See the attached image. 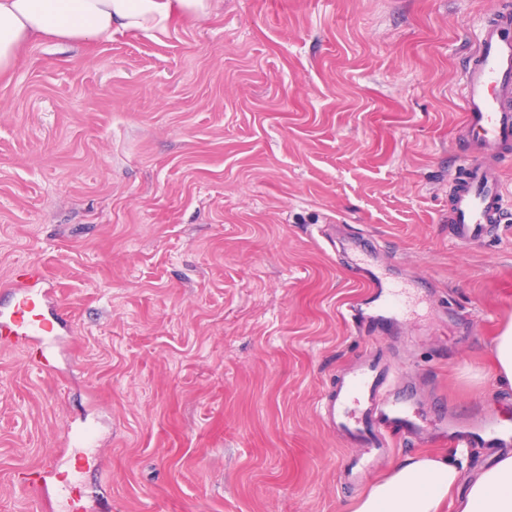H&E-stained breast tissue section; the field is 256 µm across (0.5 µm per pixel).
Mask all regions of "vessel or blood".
<instances>
[{
  "instance_id": "obj_1",
  "label": "vessel or blood",
  "mask_w": 512,
  "mask_h": 512,
  "mask_svg": "<svg viewBox=\"0 0 512 512\" xmlns=\"http://www.w3.org/2000/svg\"><path fill=\"white\" fill-rule=\"evenodd\" d=\"M512 99V16L503 14L483 26L464 71L465 147L475 154V162L453 173L451 187L452 235L464 246L483 237L493 225L512 216V199L507 198L498 170L492 161L501 150L512 146V111L505 103ZM364 287L374 288V318L385 323L406 311L404 290L395 284L375 287L365 278ZM12 302L0 308V337L15 347L30 341H45L54 326L41 311L43 291L34 282H11ZM390 371L381 359L363 361L343 374L329 396L323 419L328 426L363 447L362 456L350 458L344 465L347 483H359L372 472L377 460L391 447V435L404 440L420 436L413 420L389 384ZM455 448H483L490 444H512V427L496 418L475 413L468 422L456 427L450 438ZM65 451H54L41 465L23 473L20 481L31 492L40 493L48 479L59 481L62 512H78L81 483L77 475L63 473Z\"/></svg>"
}]
</instances>
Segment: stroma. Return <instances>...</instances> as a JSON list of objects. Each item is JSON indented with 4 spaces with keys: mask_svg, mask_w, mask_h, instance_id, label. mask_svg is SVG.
I'll return each mask as SVG.
<instances>
[{
    "mask_svg": "<svg viewBox=\"0 0 512 512\" xmlns=\"http://www.w3.org/2000/svg\"><path fill=\"white\" fill-rule=\"evenodd\" d=\"M161 36L27 46L0 80V284L41 267L55 375L0 345V512L18 469L88 433L90 512H353L321 404L370 336L362 265L424 425L512 424L492 341L512 223L459 246L463 76L512 0H213ZM376 282H378V284ZM361 284L362 286H360V288L377 289L373 294V296L376 297L373 303L377 302L373 306L375 314L369 316L370 322L376 320L382 323L393 321L406 312L404 288L396 284H383L379 277L373 281L371 276L367 273L365 280L361 282Z\"/></svg>",
    "mask_w": 512,
    "mask_h": 512,
    "instance_id": "obj_1",
    "label": "stroma"
}]
</instances>
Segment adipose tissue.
I'll use <instances>...</instances> for the list:
<instances>
[{"instance_id": "ef3b65f1", "label": "adipose tissue", "mask_w": 512, "mask_h": 512, "mask_svg": "<svg viewBox=\"0 0 512 512\" xmlns=\"http://www.w3.org/2000/svg\"><path fill=\"white\" fill-rule=\"evenodd\" d=\"M211 0H0V79L31 41L89 42L118 30L167 33L176 18L204 16ZM458 512H512V452L471 480L445 455H417L373 484L354 512H442L450 492Z\"/></svg>"}]
</instances>
